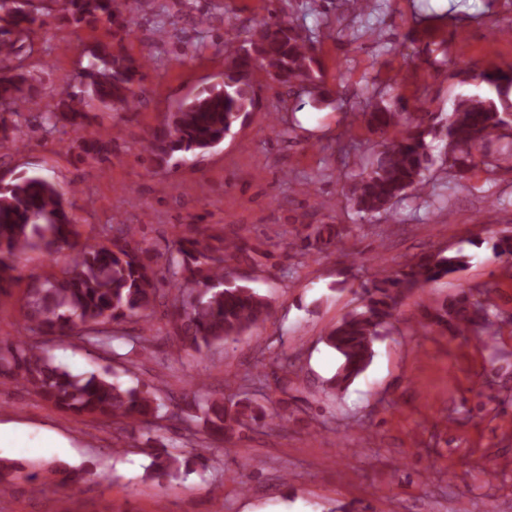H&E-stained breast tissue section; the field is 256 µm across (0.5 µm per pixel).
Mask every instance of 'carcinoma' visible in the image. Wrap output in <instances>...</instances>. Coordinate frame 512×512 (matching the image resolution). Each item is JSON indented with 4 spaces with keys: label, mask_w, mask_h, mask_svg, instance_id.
<instances>
[{
    "label": "carcinoma",
    "mask_w": 512,
    "mask_h": 512,
    "mask_svg": "<svg viewBox=\"0 0 512 512\" xmlns=\"http://www.w3.org/2000/svg\"><path fill=\"white\" fill-rule=\"evenodd\" d=\"M61 19L71 26L105 25L112 38L126 31L120 0H56ZM30 0H0V140L15 134L23 117L26 96L22 85L33 76L20 72L22 62L34 52L33 44L21 45L22 36L43 26L44 14ZM258 31L235 49L221 81L182 101L166 127L153 133L151 154L158 164L178 155L188 162L221 144L239 120L253 111L257 97L252 84L255 65L284 86L310 83L320 88L316 47L292 22L281 19L257 23ZM86 65L75 76L79 91L66 86L56 91L54 110L41 116L50 131L70 128L79 135L82 150L98 161L110 160V143L86 139L84 132L97 115L87 111L89 102L124 111L141 96L144 70L150 56H135L111 43H97L86 53ZM474 78L495 93L459 96L448 117L435 127L424 105L409 109L396 98L374 104L359 113L383 140L375 159L354 174L349 200L363 219L389 211L410 192L421 193L428 185L433 162L432 140L444 143L450 166L460 172L478 164L498 168L512 163V134L505 129L512 101L502 86L512 76L479 73ZM493 140L507 141V149L494 155L476 152ZM69 191L35 173L23 172L10 181L0 180V298L12 296L22 279L20 264L28 252H42L57 262L62 251L70 261L44 279L32 281L18 299L19 312L39 336L0 339V384L12 383L32 392L56 410L78 417L137 424L146 429L161 408L157 388L142 384L124 387L104 375H77L55 363L43 338L71 335L118 358L114 343L136 350L137 340L112 330V323L136 318L144 323L163 309L177 351H200L234 342L265 322L272 313L265 296L248 280L227 271L226 263L255 265L266 255L262 243L242 236L228 237L212 227L197 237H181L166 247L163 266L154 251L132 246L136 235L129 224H111L100 238L82 237L70 210ZM351 227L342 224H305L296 248L305 256L315 251L331 255L338 250ZM466 256L422 253L394 273L382 268L361 284L359 303L325 337L338 360L327 379L334 393L345 391L371 364L374 346L386 335L393 312L404 294L436 282L461 269ZM179 296L169 299L168 289ZM431 323L455 332L473 330L490 342L498 321L491 305L463 293L444 300L427 314ZM202 431L230 441L243 429L260 425L264 406L249 398L231 405L220 398H203ZM195 460L179 459L165 451L154 454L147 467L150 478L170 481L190 470Z\"/></svg>",
    "instance_id": "1"
}]
</instances>
